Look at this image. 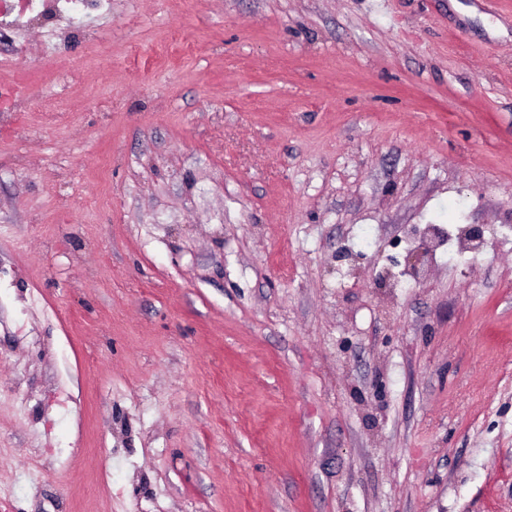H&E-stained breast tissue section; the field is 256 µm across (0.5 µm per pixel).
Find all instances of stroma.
Returning a JSON list of instances; mask_svg holds the SVG:
<instances>
[{"mask_svg": "<svg viewBox=\"0 0 512 512\" xmlns=\"http://www.w3.org/2000/svg\"><path fill=\"white\" fill-rule=\"evenodd\" d=\"M90 25L0 31L8 512H512V0Z\"/></svg>", "mask_w": 512, "mask_h": 512, "instance_id": "obj_1", "label": "stroma"}]
</instances>
